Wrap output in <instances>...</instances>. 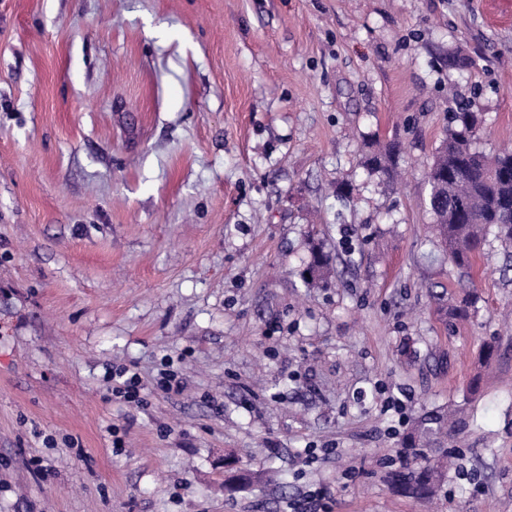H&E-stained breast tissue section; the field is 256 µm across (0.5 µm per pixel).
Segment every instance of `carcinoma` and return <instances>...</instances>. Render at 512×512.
Instances as JSON below:
<instances>
[{"label": "carcinoma", "mask_w": 512, "mask_h": 512, "mask_svg": "<svg viewBox=\"0 0 512 512\" xmlns=\"http://www.w3.org/2000/svg\"><path fill=\"white\" fill-rule=\"evenodd\" d=\"M477 127L475 113L464 108L451 113L448 137L428 172L435 231L459 266L471 265L490 232L502 243L512 245V152L505 150L489 158L477 151ZM400 153L401 144L390 142L369 156L365 166L372 173L390 178ZM330 263L328 253L313 247L307 265L309 279H323ZM438 478L437 467L429 463L418 468L406 466L395 473L397 488L413 498L431 494Z\"/></svg>", "instance_id": "cac0c4a2"}]
</instances>
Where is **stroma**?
<instances>
[{"label": "stroma", "mask_w": 512, "mask_h": 512, "mask_svg": "<svg viewBox=\"0 0 512 512\" xmlns=\"http://www.w3.org/2000/svg\"><path fill=\"white\" fill-rule=\"evenodd\" d=\"M461 105L512 146V0H0V512H512V248L431 231ZM401 153V144L398 141L388 143L383 150L369 156L364 164L372 173H378L386 178L394 174L395 158ZM331 263V258L322 247L313 246L310 262L307 265V273L310 280H321L327 274ZM143 389L139 374L133 372L123 381L122 386H113L112 393L123 397L125 402L138 406L144 402L140 395ZM395 473L397 488L413 498H422L431 494L439 478L437 467L430 462L418 468L403 467Z\"/></svg>", "instance_id": "obj_1"}]
</instances>
